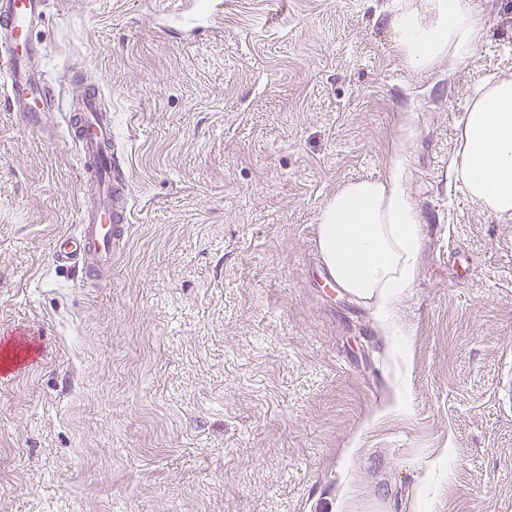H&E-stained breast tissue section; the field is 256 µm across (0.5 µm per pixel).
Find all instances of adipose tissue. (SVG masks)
Instances as JSON below:
<instances>
[{
    "mask_svg": "<svg viewBox=\"0 0 512 512\" xmlns=\"http://www.w3.org/2000/svg\"><path fill=\"white\" fill-rule=\"evenodd\" d=\"M485 24L475 0H408L390 20L400 53L417 70L443 61L456 69L481 44ZM449 176L484 210L512 219V75L479 83ZM317 236L332 281L370 302L393 335L396 305L415 282L420 256V218L400 159L382 179L345 183L320 211Z\"/></svg>",
    "mask_w": 512,
    "mask_h": 512,
    "instance_id": "ef3b65f1",
    "label": "adipose tissue"
}]
</instances>
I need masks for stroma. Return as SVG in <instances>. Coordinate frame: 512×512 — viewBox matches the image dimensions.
<instances>
[{"label": "stroma", "instance_id": "obj_1", "mask_svg": "<svg viewBox=\"0 0 512 512\" xmlns=\"http://www.w3.org/2000/svg\"><path fill=\"white\" fill-rule=\"evenodd\" d=\"M63 0L36 32L58 111L0 112V512H512V221L450 184L512 0L414 70L396 0ZM129 193L111 271L53 261L83 195L87 85ZM399 155L418 276L385 335L329 287L316 224Z\"/></svg>", "mask_w": 512, "mask_h": 512}]
</instances>
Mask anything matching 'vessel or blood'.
Segmentation results:
<instances>
[{"instance_id":"obj_1","label":"vessel or blood","mask_w":512,"mask_h":512,"mask_svg":"<svg viewBox=\"0 0 512 512\" xmlns=\"http://www.w3.org/2000/svg\"><path fill=\"white\" fill-rule=\"evenodd\" d=\"M49 6L50 0H0V105L28 121L59 104L57 92L37 68L44 49L31 38ZM67 132L78 148L80 183L89 203L80 211L77 231L57 237L53 258L57 266L77 269L82 278L100 280L112 267L130 212L128 188L116 175L112 116L99 91L84 92Z\"/></svg>"}]
</instances>
